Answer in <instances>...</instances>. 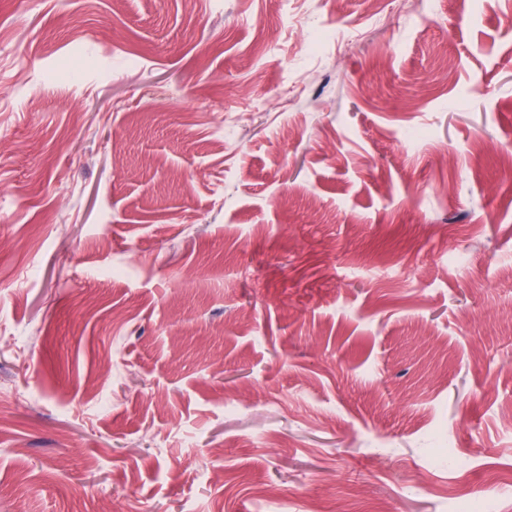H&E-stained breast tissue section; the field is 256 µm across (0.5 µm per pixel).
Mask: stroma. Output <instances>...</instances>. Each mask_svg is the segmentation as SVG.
Listing matches in <instances>:
<instances>
[{
  "label": "stroma",
  "instance_id": "obj_1",
  "mask_svg": "<svg viewBox=\"0 0 512 512\" xmlns=\"http://www.w3.org/2000/svg\"><path fill=\"white\" fill-rule=\"evenodd\" d=\"M382 5L0 0V512H512V0Z\"/></svg>",
  "mask_w": 512,
  "mask_h": 512
}]
</instances>
